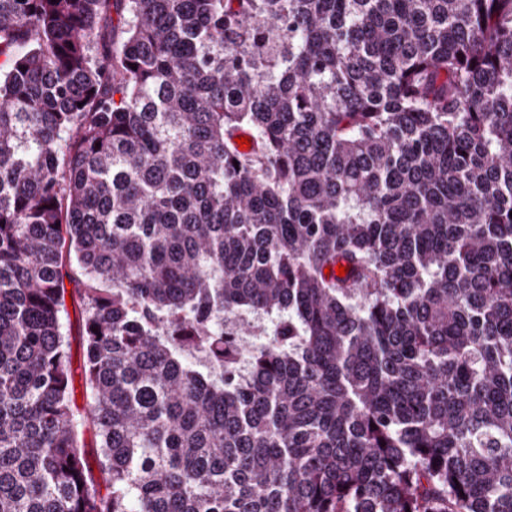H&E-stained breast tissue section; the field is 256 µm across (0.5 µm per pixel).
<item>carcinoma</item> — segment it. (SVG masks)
I'll use <instances>...</instances> for the list:
<instances>
[{"mask_svg": "<svg viewBox=\"0 0 512 512\" xmlns=\"http://www.w3.org/2000/svg\"><path fill=\"white\" fill-rule=\"evenodd\" d=\"M0 512H512V0H0ZM72 281L64 278L65 286V311L61 314V332L63 340L68 345L71 355L70 369L73 378L74 400L79 413L86 416L91 397L87 392L83 380L84 343L82 338L83 306L79 298L78 289L81 279L79 270L75 264L69 268ZM67 295H70L72 303L68 306ZM81 430L83 432V439L86 445L84 448L86 453V460L92 471L95 481L99 483L103 488V475L101 473L98 462V448L96 446L97 438L95 435V428L92 426V424H90L89 421L85 420Z\"/></svg>", "mask_w": 512, "mask_h": 512, "instance_id": "1", "label": "carcinoma"}]
</instances>
